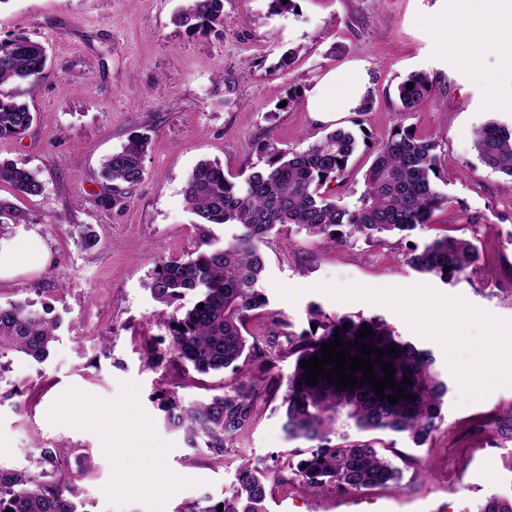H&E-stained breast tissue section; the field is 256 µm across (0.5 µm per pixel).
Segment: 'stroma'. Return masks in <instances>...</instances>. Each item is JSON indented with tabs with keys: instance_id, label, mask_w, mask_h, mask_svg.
I'll return each instance as SVG.
<instances>
[{
	"instance_id": "1",
	"label": "stroma",
	"mask_w": 512,
	"mask_h": 512,
	"mask_svg": "<svg viewBox=\"0 0 512 512\" xmlns=\"http://www.w3.org/2000/svg\"><path fill=\"white\" fill-rule=\"evenodd\" d=\"M224 0V26L194 35L172 24L184 0H0V35L22 34L49 56L45 77L16 90L35 115L23 134L0 137V162L35 171L38 196L4 182L0 198L27 213L8 251L37 239L48 256L0 277V304L48 303L60 319L49 357L0 358V465L26 466L31 448L67 445L92 456L74 476L86 512H186L197 498L231 496L237 465L216 464L168 428L154 402L166 387L191 402L209 388H232L231 372L200 375L168 362L147 364L146 344L167 336L169 308L149 291L162 258L195 251V218L184 189L194 167L216 160L240 182L263 168L260 144L302 149L339 128L358 130L360 146L335 193L355 205L373 149L397 128L439 145L452 175L448 204L428 226L371 243L334 245L277 227L263 251L266 316L248 328L281 345L252 375L286 389L295 364L289 335L310 331L311 310L328 318L385 321L398 340L432 351L447 386L443 424L422 447L385 434L401 456L400 487L344 493L297 485L274 490L268 512H479L492 496L512 497V437L497 418L512 410V178L491 171L472 148L476 129L512 126V71L485 50L474 73L446 49L450 26L496 12L498 0ZM293 52L288 67L279 64ZM364 65L374 96L367 114L323 122L307 99L325 73ZM423 72L433 81L415 110L403 111L397 87ZM151 137L146 176L123 203L102 205V162L135 135ZM98 242L84 247L79 225ZM448 234L474 239L478 270L443 283L411 269L409 248ZM423 290L430 310L405 303ZM454 309L466 325L449 330L439 312ZM278 323H271L270 313ZM133 415L148 448L114 454L90 413ZM252 459H285L294 442L281 429L272 398L258 401L254 424L236 442Z\"/></svg>"
}]
</instances>
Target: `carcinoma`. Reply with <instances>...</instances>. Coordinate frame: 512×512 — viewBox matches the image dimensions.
<instances>
[{"label":"carcinoma","instance_id":"cac0c4a2","mask_svg":"<svg viewBox=\"0 0 512 512\" xmlns=\"http://www.w3.org/2000/svg\"><path fill=\"white\" fill-rule=\"evenodd\" d=\"M175 26L191 34L224 24V0H185L173 18ZM48 65L45 46L23 35L0 36V86L34 82ZM412 89H407L408 83ZM431 91L427 74H410L399 86L403 110L410 111ZM34 121L29 106L11 92L0 91V137L19 135ZM150 136L142 133L115 151L102 164L99 176L116 202L140 184L146 174L144 156ZM358 147L356 136L342 128L326 134L303 150H270L266 167L251 172L237 184L224 174L217 161H202L190 174L185 199L196 215L200 244L186 259L160 261L154 268L149 290L155 302L173 306L187 292L198 294L194 307L172 311L167 322L172 360L199 374L231 370L235 386L230 393H215L193 402L176 391L159 390L158 407L165 424L182 433L188 447L202 449L205 456L221 463L240 453L236 440L254 422L261 393L247 377L251 363L262 361L278 347L276 336H254L247 323L255 311L268 306L260 289L265 271L263 246L279 224L298 232L320 236L333 244L353 239L380 240L427 223L433 212L448 202L441 185L437 144L398 128L374 150V159L364 177L365 189L351 207L328 194V185L341 182ZM473 148L488 169L512 177V128L489 122L474 133ZM0 182L25 196H39L43 183L37 174L14 163H0ZM26 223V215L0 199V241ZM235 228L224 244L212 240L210 225ZM479 261L477 246L464 238L444 235L423 249L409 250L407 262L416 271L443 282L466 279ZM450 270L443 271L444 267ZM204 309H199V306ZM48 304L32 302L0 305V357L10 352L36 362L46 360L56 342L58 319ZM314 319L322 333H302L288 338V353L297 355L294 371L281 397L282 430L288 440L309 443L307 450L294 449L284 461L244 463L232 496L221 500L223 509L206 496L188 507V512H267V495L274 488L298 483L310 490L336 486L344 491L372 487L396 488L403 470L385 455L391 447L378 438L382 433L404 434L417 446L426 443L442 423L446 384L434 370L435 360L424 349L397 340L380 320H331L319 313ZM348 328H343V325ZM373 330L363 339L362 327ZM354 347L367 343L386 351L382 360L371 355L376 379L384 378L381 363H393L396 388L376 394L367 384L343 388L338 381L317 379L307 383L301 362L321 355V345L334 334ZM393 354H388L391 348ZM410 378L405 384L403 380ZM407 388L398 403L385 400ZM360 432L373 435L351 440L336 431L340 418ZM74 449L59 445L28 451L24 469L0 465V512H79V488L72 482Z\"/></svg>","mask_w":512,"mask_h":512}]
</instances>
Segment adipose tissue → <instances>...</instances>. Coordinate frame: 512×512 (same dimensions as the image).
I'll use <instances>...</instances> for the list:
<instances>
[{
  "mask_svg": "<svg viewBox=\"0 0 512 512\" xmlns=\"http://www.w3.org/2000/svg\"><path fill=\"white\" fill-rule=\"evenodd\" d=\"M487 47L497 51L504 67L512 69V0H504L495 14L471 18L448 34L449 53L459 56L471 69H480L482 51ZM368 85L369 77L360 63H350L345 72L330 71L309 97L308 110L318 120H333L353 111Z\"/></svg>",
  "mask_w": 512,
  "mask_h": 512,
  "instance_id": "obj_1",
  "label": "adipose tissue"
}]
</instances>
